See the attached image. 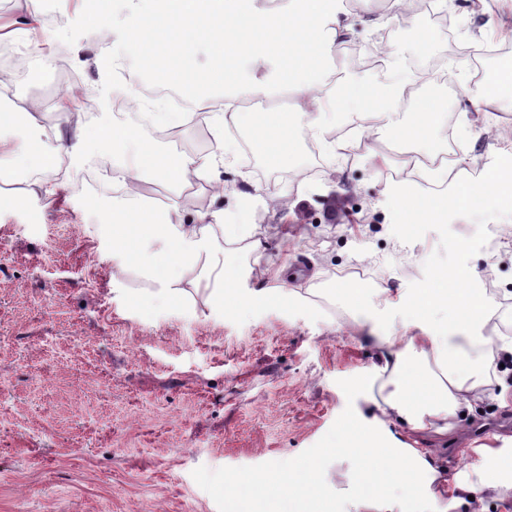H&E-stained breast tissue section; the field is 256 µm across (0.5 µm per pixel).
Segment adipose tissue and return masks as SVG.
<instances>
[{"label": "adipose tissue", "instance_id": "adipose-tissue-1", "mask_svg": "<svg viewBox=\"0 0 512 512\" xmlns=\"http://www.w3.org/2000/svg\"><path fill=\"white\" fill-rule=\"evenodd\" d=\"M81 2L89 23L111 16L101 39L110 45L113 59L136 53L141 71L180 89L187 107L217 91L230 99L288 96V111L237 115L253 153L277 166H290L295 158L296 127H308L317 136L326 124L353 112H371L394 137L432 134L443 142L448 139V118L435 99L417 103L412 123L399 121L406 88L415 83V76L395 83L336 76V22L345 11L344 0H287L278 9L266 8L260 0ZM40 111V104L26 102L14 106L7 123L0 124V147L9 148L8 164L19 168L33 161L41 171L36 192L15 196L19 208L28 206L34 193L52 195L59 187L55 155L34 160L28 144L9 140L10 131L36 125ZM117 142L125 146L119 175L173 186L191 172L221 187L218 170L232 163L228 143H219L217 151L208 154L174 152L142 135L135 119L119 127L106 119L93 130H77L59 149L77 165L91 155H107ZM383 193L403 207L427 210L435 220L448 210L477 206L487 198L512 207V173L497 169L476 181H460L453 194L430 202L414 181L385 184ZM250 235L241 211L202 213L190 210L178 197L160 207L127 197L112 206L110 247L101 258L120 268L138 264L154 284L151 298L160 302L181 300L188 288L202 286L212 312L229 308L246 313L257 301H284L295 295L281 286L284 270L272 272L262 265L257 273L271 276L273 287H240L239 270L224 245L246 238L250 250H258ZM462 279L460 270L447 267L398 299H391L385 289L376 291L381 304L411 318L415 333L376 337L379 363L354 386L378 411L373 424H365L357 413L345 427L364 437L362 446L351 451L360 512H413L418 500L484 512L485 499L512 486V448H478L481 466L447 480L437 465L436 449L419 445V434H446L450 419L470 413L481 400L490 381L489 347H496L503 358L512 357V336H488L491 314L481 295L463 287ZM390 424L411 432V440L385 447L381 430ZM321 469L320 458L302 457L284 476L231 477L229 512H252L257 497L263 501L261 512H299L301 502L318 500Z\"/></svg>", "mask_w": 512, "mask_h": 512}]
</instances>
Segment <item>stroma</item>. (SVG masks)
Here are the masks:
<instances>
[{"label":"stroma","mask_w":512,"mask_h":512,"mask_svg":"<svg viewBox=\"0 0 512 512\" xmlns=\"http://www.w3.org/2000/svg\"><path fill=\"white\" fill-rule=\"evenodd\" d=\"M8 2L0 22L14 25L12 44L27 55L13 98L44 107L41 125L15 140L67 138L96 126L102 112L86 97L111 84L112 71L81 0H42V12L60 13L66 24L42 29L38 46L24 28V0ZM382 9L381 0H365L340 25L359 45L379 44L395 57L409 52L420 29L435 26L425 14L409 25L398 17L367 25ZM449 10L454 39L435 40L417 58L425 71L453 61L434 97L454 121L455 140L468 147L464 163L487 168L512 144L500 138L506 110L482 111L471 98V61L512 44V0H449ZM59 45L70 72L55 63ZM65 92L74 95L73 117L63 121L51 103ZM310 138L297 131L292 168L256 155L248 175L225 168L223 201L204 184L186 193L190 209L237 210L234 184L247 177L262 259L290 268V285L302 293H314L331 271L372 262L394 296L445 264L512 295V212L493 204L455 211L444 224L418 214L401 223L381 193L400 159L375 116L328 126L314 159L303 150ZM163 145L207 153L217 140L213 126L190 120ZM74 172L60 169L58 192L27 208L0 205V512H227L228 477L273 475L300 456L324 457V496L338 512H352L353 463L324 450L341 437L352 409L371 416L372 404L352 385L377 362L369 336L404 333L401 319L378 317L371 292L329 316L282 302L221 316L210 312L203 290L156 303L145 298L149 282L138 270L118 274L100 260L112 198ZM413 261L412 278L405 268ZM484 432L490 447L512 445V405L484 399L449 429L440 444L446 478L477 463Z\"/></svg>","instance_id":"obj_1"}]
</instances>
